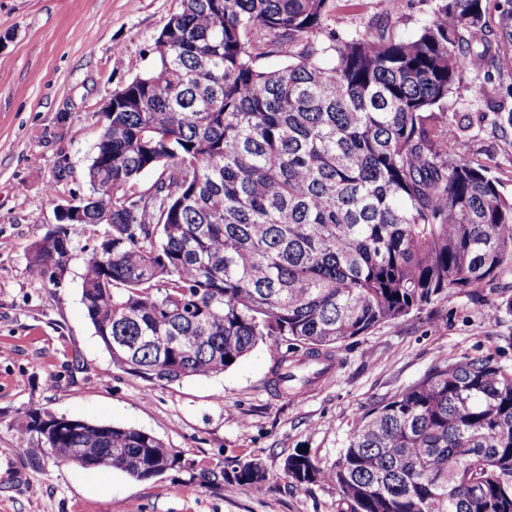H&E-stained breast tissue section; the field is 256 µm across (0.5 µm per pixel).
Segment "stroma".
Returning a JSON list of instances; mask_svg holds the SVG:
<instances>
[{
  "mask_svg": "<svg viewBox=\"0 0 512 512\" xmlns=\"http://www.w3.org/2000/svg\"><path fill=\"white\" fill-rule=\"evenodd\" d=\"M325 23L342 33L390 25L413 36L427 0H329ZM180 0H0V448L16 449L31 483L0 491V512H340L334 488H296L285 457L308 448L333 463L375 403L442 360L490 355L512 368V270L477 292L443 294L408 318L347 341L329 376L298 396L271 387L272 352L258 345L224 373L164 386L116 367L81 302L84 261L95 241H74L58 285L29 270L34 244L57 208L88 195L85 173L113 91L154 66V40ZM483 76L466 75L447 119L467 114L462 152L512 193V127L487 108ZM69 173L54 175L59 159ZM56 182L57 192L46 186ZM133 427L177 451L184 468L136 480L112 469L61 463L36 440L20 442L22 412ZM257 459L259 489L205 482L225 460Z\"/></svg>",
  "mask_w": 512,
  "mask_h": 512,
  "instance_id": "35a3bbf8",
  "label": "stroma"
}]
</instances>
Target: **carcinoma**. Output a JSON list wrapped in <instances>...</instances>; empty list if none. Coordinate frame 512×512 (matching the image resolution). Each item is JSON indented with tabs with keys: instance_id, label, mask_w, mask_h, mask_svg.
Masks as SVG:
<instances>
[{
	"instance_id": "obj_1",
	"label": "carcinoma",
	"mask_w": 512,
	"mask_h": 512,
	"mask_svg": "<svg viewBox=\"0 0 512 512\" xmlns=\"http://www.w3.org/2000/svg\"><path fill=\"white\" fill-rule=\"evenodd\" d=\"M419 32L340 34L329 0H181L155 67L112 94L87 171L89 212L37 242L32 274L97 243L81 301L112 364L154 384L222 373L258 344L284 391L311 386L348 340L471 294L512 266V195L461 153L470 125L443 109L464 77L512 55V0H432ZM284 59L262 68L253 36ZM487 105L512 126V108ZM175 194L147 205L146 172ZM62 460L137 480L182 467L153 434L76 420L45 431ZM220 475L261 487L257 459ZM294 487L321 483L342 512H512V369L489 355L440 361L375 404L330 465L284 459Z\"/></svg>"
}]
</instances>
